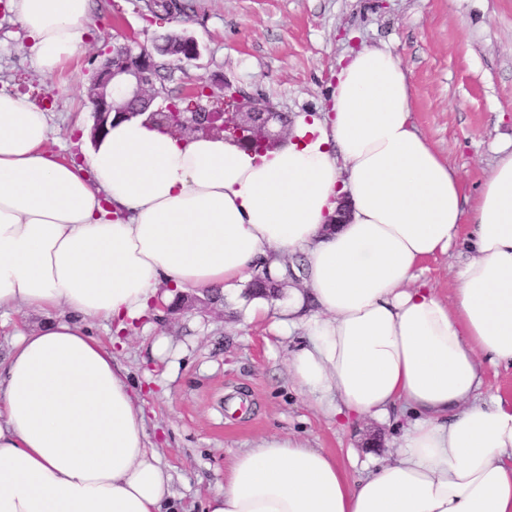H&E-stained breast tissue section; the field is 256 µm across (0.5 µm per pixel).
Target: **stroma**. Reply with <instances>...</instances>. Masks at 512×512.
Returning <instances> with one entry per match:
<instances>
[{"label": "stroma", "mask_w": 512, "mask_h": 512, "mask_svg": "<svg viewBox=\"0 0 512 512\" xmlns=\"http://www.w3.org/2000/svg\"><path fill=\"white\" fill-rule=\"evenodd\" d=\"M188 16L149 20L146 0H94L100 34L61 73L44 75L0 0V89L29 95L47 112V149L82 159L94 112L86 90L93 72L129 33L152 46L186 32L199 43L197 60L179 63L166 81L169 97L206 82L214 99L224 86L289 120L327 111L336 74L347 56L366 47L396 55L411 86L417 130L461 174L474 198L500 149L512 145V0H188ZM464 247L425 260L422 279L441 294L455 286ZM246 283L214 302L162 310L124 331L89 324L142 391L147 432L172 476L176 512H204L224 487L234 455L264 434L301 439L340 460L390 459L404 419L350 425L327 417L294 386L292 345L272 318L250 315ZM167 354L154 350L158 337Z\"/></svg>", "instance_id": "stroma-1"}]
</instances>
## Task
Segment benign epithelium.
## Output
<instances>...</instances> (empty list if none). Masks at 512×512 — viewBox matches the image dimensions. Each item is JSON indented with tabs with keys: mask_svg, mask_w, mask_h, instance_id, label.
I'll list each match as a JSON object with an SVG mask.
<instances>
[{
	"mask_svg": "<svg viewBox=\"0 0 512 512\" xmlns=\"http://www.w3.org/2000/svg\"><path fill=\"white\" fill-rule=\"evenodd\" d=\"M167 48L168 55L177 61H191L200 55L197 41L187 35L168 38ZM155 75L153 55L146 49L137 51L129 43L113 49L112 59L102 63L89 86L95 114L92 132L104 129L112 113L129 114L137 106L150 103L155 98ZM166 111L172 115L171 132L196 133L222 119V129L257 148H270L284 137L287 129L281 113L271 112L259 102L242 99L229 86L224 87L222 112H200L196 106L191 112H182L174 102L168 104Z\"/></svg>",
	"mask_w": 512,
	"mask_h": 512,
	"instance_id": "benign-epithelium-1",
	"label": "benign epithelium"
}]
</instances>
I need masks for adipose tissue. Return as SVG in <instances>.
Segmentation results:
<instances>
[{
    "mask_svg": "<svg viewBox=\"0 0 512 512\" xmlns=\"http://www.w3.org/2000/svg\"><path fill=\"white\" fill-rule=\"evenodd\" d=\"M92 0H10L44 74L84 42ZM391 51L340 69L330 112L302 117L257 155L147 115L116 117L86 166L46 148L48 117L0 92V313L47 320L0 368V512H169L171 476L138 390L85 324L144 317L179 292L287 274V303L253 315L304 325L298 389L346 422L407 413L393 459L351 471L299 440L235 455L207 512H512V403L482 397L484 364L512 367V152L472 206L420 134ZM350 215L333 227L338 203ZM470 223L450 296L419 279Z\"/></svg>",
    "mask_w": 512,
    "mask_h": 512,
    "instance_id": "1",
    "label": "adipose tissue"
}]
</instances>
